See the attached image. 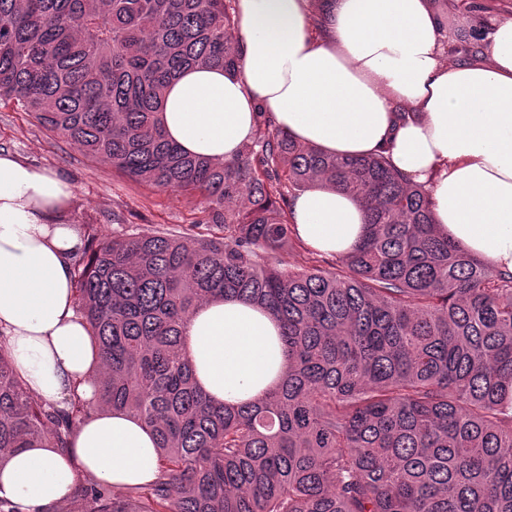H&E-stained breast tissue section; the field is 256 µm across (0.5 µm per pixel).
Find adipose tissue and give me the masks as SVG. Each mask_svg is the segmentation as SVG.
<instances>
[{"label":"adipose tissue","instance_id":"ef3b65f1","mask_svg":"<svg viewBox=\"0 0 512 512\" xmlns=\"http://www.w3.org/2000/svg\"><path fill=\"white\" fill-rule=\"evenodd\" d=\"M237 0L233 72L199 66L166 91L160 114L184 151L229 162L250 141L257 107L298 142L334 155L386 151L425 185L439 230L471 255L512 272V20L482 38L480 60L447 59V35L428 0ZM70 182L0 152V333L40 400L91 405L66 450L28 448L0 469V497L48 512L85 476L116 488L151 481L156 437L133 415L98 405L102 363L78 311L71 258L81 241L65 212ZM296 234L327 255L364 234L362 208L315 187L290 208ZM184 352L217 403L257 401L286 365L280 327L239 299L201 305Z\"/></svg>","mask_w":512,"mask_h":512}]
</instances>
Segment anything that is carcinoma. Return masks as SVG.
Here are the masks:
<instances>
[{
    "label": "carcinoma",
    "instance_id": "cac0c4a2",
    "mask_svg": "<svg viewBox=\"0 0 512 512\" xmlns=\"http://www.w3.org/2000/svg\"><path fill=\"white\" fill-rule=\"evenodd\" d=\"M234 0H0V104L128 179L195 200L189 227L85 224L73 269L101 357L100 405L150 427L155 480L77 483L51 512H512V274L443 236L429 192L382 154L255 133L237 159L187 155L158 106L193 66H239ZM352 197L365 236L326 268L288 244V194ZM237 297L281 325V381L217 404L182 347L201 304ZM91 406L40 401L0 335V463L65 448ZM276 257L283 265L292 268H304L312 264L310 260L312 255L309 254V249L295 235Z\"/></svg>",
    "mask_w": 512,
    "mask_h": 512
}]
</instances>
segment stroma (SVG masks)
Listing matches in <instances>:
<instances>
[{"mask_svg": "<svg viewBox=\"0 0 512 512\" xmlns=\"http://www.w3.org/2000/svg\"><path fill=\"white\" fill-rule=\"evenodd\" d=\"M479 11L463 14L455 7L434 4L450 38L485 33L512 19V0H475ZM0 150L58 174L74 187L66 221L95 224L108 234L124 224L141 234L163 225L187 226L193 219L188 198L172 190L139 185L115 173L111 165L84 157L58 134L37 125L14 105H0Z\"/></svg>", "mask_w": 512, "mask_h": 512, "instance_id": "obj_1", "label": "stroma"}]
</instances>
